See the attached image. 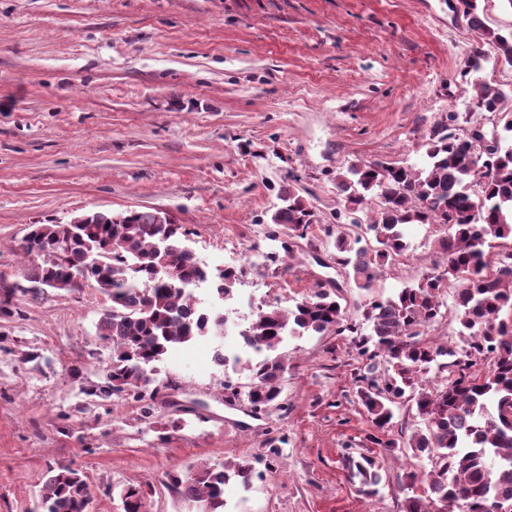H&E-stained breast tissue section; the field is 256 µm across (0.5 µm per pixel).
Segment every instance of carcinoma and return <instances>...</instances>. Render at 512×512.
I'll list each match as a JSON object with an SVG mask.
<instances>
[{"instance_id":"carcinoma-1","label":"carcinoma","mask_w":512,"mask_h":512,"mask_svg":"<svg viewBox=\"0 0 512 512\" xmlns=\"http://www.w3.org/2000/svg\"><path fill=\"white\" fill-rule=\"evenodd\" d=\"M479 38L497 50V61L512 66V31L488 27L478 0H458ZM498 87L475 82L472 108L488 112L502 129L479 125L448 132L450 122H468L469 113L450 112L420 144L422 164L352 163L336 170V191L344 210L336 211L333 241L336 267L349 287L370 291L384 270L409 248L404 228L432 224L438 236L432 248L442 261L394 297L372 298L361 320L346 316L341 285L319 281L311 295L285 311L257 309L240 332L262 355L249 364L250 403L256 409L282 392L288 360L278 352L284 334L351 336L364 361L357 398L375 434L370 441L387 452L412 451L430 469L405 475L408 488L426 490L405 500L403 512H490L498 503L512 505V110ZM269 221L305 238L318 215L293 185L283 186ZM362 212V221L354 214ZM366 223L369 237L353 236L349 224ZM187 229L168 214L130 210L117 215L92 213L77 224H33L19 246L31 258L25 281L56 290L93 285L109 302L96 330L112 349L104 385L85 391L110 398L122 394L141 401L146 366L169 349L193 342L224 323L192 309L188 285L208 280L201 260L182 243ZM243 270L224 272L216 291L234 297ZM455 289L454 313L461 347L425 338L442 317L441 293ZM16 283L0 277V316L10 317ZM435 373L441 385L426 389L422 375ZM415 404L427 431L408 438L383 439L394 419V406ZM351 473L363 492L378 484L367 456L350 459ZM247 465L201 464L172 477L182 497L197 512H223L224 484L249 483ZM124 512H140L141 491L120 492ZM92 494L85 477L69 465L48 469L34 512H90Z\"/></svg>"}]
</instances>
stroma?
Returning a JSON list of instances; mask_svg holds the SVG:
<instances>
[{
	"instance_id": "1",
	"label": "stroma",
	"mask_w": 512,
	"mask_h": 512,
	"mask_svg": "<svg viewBox=\"0 0 512 512\" xmlns=\"http://www.w3.org/2000/svg\"><path fill=\"white\" fill-rule=\"evenodd\" d=\"M481 43L457 0H0V275L18 281L33 224L154 208L189 231L209 267L272 232L267 213L293 183L320 221L287 276L251 270L255 305L293 308L317 280L343 281L327 230L343 201L338 168L421 162L424 135L463 112L483 80L512 95V67L465 74ZM434 229L407 228L409 261L372 290L387 298L422 274ZM94 287L17 295L0 319V512H32L44 474L82 472L91 512H188L171 475L198 464L252 466L224 487V512H403L415 460L372 444L349 337L292 336L277 402L254 412L247 363L223 370L211 336L168 351L138 403L90 393L111 351L96 333ZM32 361H24V354ZM238 389L228 398L224 385ZM381 477L362 492L347 456Z\"/></svg>"
}]
</instances>
